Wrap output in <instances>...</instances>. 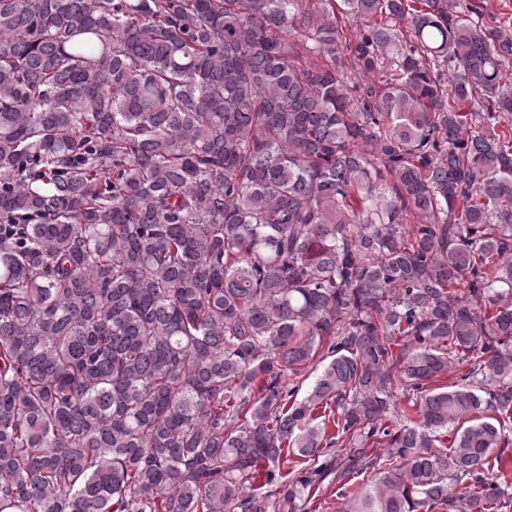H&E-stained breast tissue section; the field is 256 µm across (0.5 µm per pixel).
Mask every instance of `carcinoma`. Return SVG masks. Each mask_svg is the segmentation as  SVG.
Here are the masks:
<instances>
[{
    "label": "carcinoma",
    "mask_w": 512,
    "mask_h": 512,
    "mask_svg": "<svg viewBox=\"0 0 512 512\" xmlns=\"http://www.w3.org/2000/svg\"><path fill=\"white\" fill-rule=\"evenodd\" d=\"M306 2L0 0V512H512V29ZM342 502L336 495V486L324 484L309 502L306 512H342Z\"/></svg>",
    "instance_id": "carcinoma-1"
}]
</instances>
